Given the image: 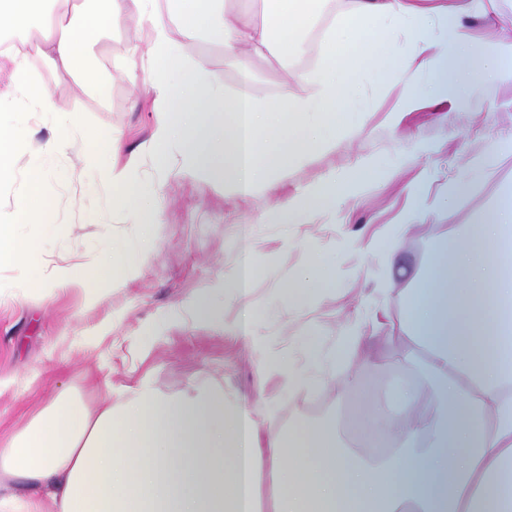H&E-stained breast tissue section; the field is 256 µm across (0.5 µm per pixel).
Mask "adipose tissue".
Here are the masks:
<instances>
[{"label":"adipose tissue","mask_w":512,"mask_h":512,"mask_svg":"<svg viewBox=\"0 0 512 512\" xmlns=\"http://www.w3.org/2000/svg\"><path fill=\"white\" fill-rule=\"evenodd\" d=\"M318 2L263 0V21L225 25L223 41L243 58L299 55ZM62 6L0 0V30L37 22L36 55L89 82L94 71L81 40L120 27L126 16L144 19L156 71L152 155L162 160L178 149L183 174L231 184L244 198L274 189L276 170L348 130L358 101L344 70L360 65L382 79L405 68L384 22L402 24L426 77L425 91L411 87L397 99L393 123L465 96L476 80L512 78V42L484 55L461 16L426 0H357L325 39L320 70L260 104L245 91L225 93L204 60L185 50L223 0H94L66 25ZM439 20L451 28L443 42L435 38ZM368 27L376 33L362 39ZM122 149L113 135L87 160L110 183L113 209L134 215L146 232L161 210L140 208L154 191L117 167ZM370 172L363 163L343 184L299 190L264 221L307 223L311 200L334 203ZM330 285L329 262L313 258L288 301L304 306ZM389 328L409 347L389 366L397 378L384 399L355 380L342 394L363 439L390 435L386 456L348 446L332 417L283 431L260 408L228 399L223 386L160 397L143 382L119 404H53L0 436V512L48 505L53 512H512V189L471 247L444 237Z\"/></svg>","instance_id":"obj_1"}]
</instances>
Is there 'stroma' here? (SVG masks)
Here are the masks:
<instances>
[{
    "instance_id": "stroma-1",
    "label": "stroma",
    "mask_w": 512,
    "mask_h": 512,
    "mask_svg": "<svg viewBox=\"0 0 512 512\" xmlns=\"http://www.w3.org/2000/svg\"><path fill=\"white\" fill-rule=\"evenodd\" d=\"M437 2L465 13L485 52L512 39V27L498 21L512 16V0H500L495 18L476 12L477 0ZM354 6L355 0H321L305 49L290 63L273 53L244 63L220 39L224 21L260 20L261 3L224 0L213 28L186 51L207 58L225 92L245 90L266 102L284 85L317 72L333 18ZM145 29L132 16L85 44L98 72L91 86L34 59L32 88L49 96L51 110L23 102L0 112V124L24 131L18 151L0 160V222L11 225L12 245L31 255L28 264L0 266V377L13 381L0 394V431L22 427L54 401L118 395L144 377L163 396L222 384L231 398L264 401L282 429L330 416L344 422L350 413L341 392L348 380L375 391L390 378L357 368L342 348L355 339L361 358H394L403 345L371 323V310L385 306L400 314L402 296L427 270L445 232L470 244L472 231L512 188V157L497 152L512 137V80L477 82L466 98L423 108L395 126L386 120L388 110L409 86L422 85V75L403 71L383 86L366 70L349 72L345 81L363 103L350 117L351 130L335 146L277 172L276 193L244 199L209 179L187 180L176 163L161 167L141 152L154 129ZM89 127L121 136L119 164L135 160V178L155 187L162 212L150 254L127 283L94 291L41 281L42 273L68 263L95 267L116 242L137 237L132 217L112 211L109 184L86 162ZM50 141L60 150L45 153ZM363 161L373 170L342 205L312 203L305 224L260 223L281 199L347 176ZM474 168L483 176L455 194L458 179ZM418 180L429 191L414 213L405 187ZM450 192L453 202L435 208L437 197ZM402 224L412 225V232L399 234ZM315 254L332 260L333 284L313 296L305 315L278 295ZM245 257L255 271L248 296L238 300L214 291L213 283L231 276ZM201 293L223 308L225 322L250 316L255 339L220 335L192 320L185 304ZM305 336L319 346V366H312L302 345ZM281 354L293 371L312 379V388L271 373L272 357Z\"/></svg>"
}]
</instances>
